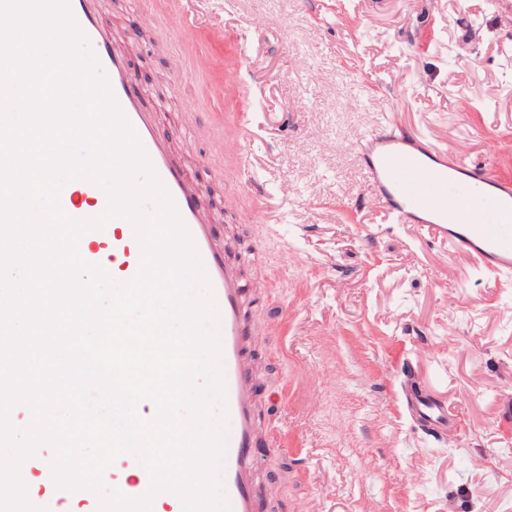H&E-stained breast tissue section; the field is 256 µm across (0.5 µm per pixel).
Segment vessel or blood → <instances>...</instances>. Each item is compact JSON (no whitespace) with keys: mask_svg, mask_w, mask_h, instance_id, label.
<instances>
[{"mask_svg":"<svg viewBox=\"0 0 512 512\" xmlns=\"http://www.w3.org/2000/svg\"><path fill=\"white\" fill-rule=\"evenodd\" d=\"M68 5L95 51L120 110L190 233L211 293L218 300L229 425L223 490L229 512H259L264 493L257 481L262 453L261 399L251 357L243 273L226 260L225 242L214 230L200 190L184 175L169 142L158 133L155 115L143 103L125 54L114 48L112 33L101 20L99 0H68ZM356 149L367 170L370 193L392 223L413 225L428 238L447 243L486 273L512 274V179L495 171L491 163L495 150H488V163L469 164L426 139L399 135L384 118L361 131ZM60 205L71 218L82 220L103 213L108 199L98 185L76 179L63 187ZM79 242L85 261L100 263L102 253L97 247L102 244L112 255L117 279L136 275L142 249L126 219L115 218L104 228L87 231ZM404 399L414 425L425 434L440 439L459 432L447 403L421 392L405 393ZM132 461L128 454L116 460L118 466L135 469L133 484H120L119 490L138 498L149 490L151 478Z\"/></svg>","mask_w":512,"mask_h":512,"instance_id":"vessel-or-blood-1","label":"vessel or blood"}]
</instances>
